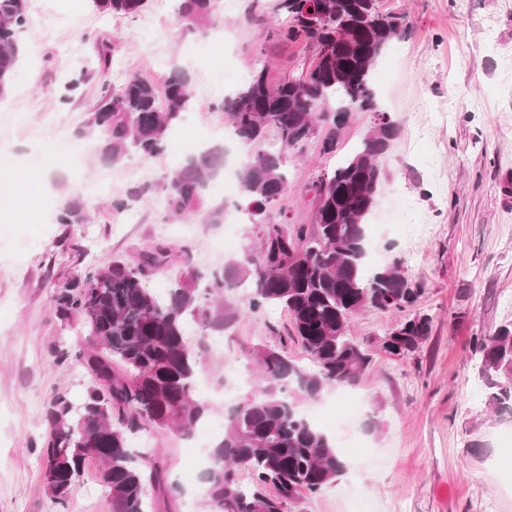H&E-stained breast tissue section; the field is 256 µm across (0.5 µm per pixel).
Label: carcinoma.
I'll list each match as a JSON object with an SVG mask.
<instances>
[{"label":"carcinoma","instance_id":"1","mask_svg":"<svg viewBox=\"0 0 512 512\" xmlns=\"http://www.w3.org/2000/svg\"><path fill=\"white\" fill-rule=\"evenodd\" d=\"M90 2L100 13L131 19L147 5ZM178 2L177 20L189 29L215 16L214 0ZM277 11L286 25L274 27V38L313 46L315 63L276 85L264 70L256 71L215 106L250 147L238 181L246 209L261 225L253 243L210 272L191 269L190 250L182 249L181 269L163 292L151 282L170 266L173 253L154 244L134 263L113 257L77 272L55 294L58 321L82 327L77 357L93 381L80 402L57 395L45 413L49 431L42 459L55 468H44V485L62 510L89 461L87 448L100 449L99 478L112 512H149V492L177 493L163 467L141 465L131 438L153 428L188 436L207 416L209 405L195 393L202 344L191 345L189 336L224 331V311L214 303L234 282L245 285L250 312L271 306L288 312L289 337L310 364L288 358L286 340L280 350L255 352L263 385L225 413L224 436L211 449L203 475L213 512H284L302 495L321 493L349 466L302 404L330 388L354 385L367 370L371 357L350 334L351 315L400 309L420 292L410 274L399 272L402 258L370 272L363 263L366 223L387 180L380 159L400 134L399 125L378 109L372 76L388 46L406 32L405 17L381 12L379 0H278ZM27 22L20 0H0V102L12 90ZM97 47L104 78L86 128L97 133L98 160L114 164L131 154L144 160L162 155L168 130L191 108L190 74L175 68L159 83L135 74L117 85L106 78L110 45L101 41ZM352 112L372 113L373 126L361 146L315 186V224L288 223L281 205L288 188L283 150L296 149L302 131L322 129L323 152L334 151L336 129ZM270 132L280 149L264 148ZM223 162V149H205L160 183L130 187L112 208L132 210L159 188L167 198L161 222L202 211L205 223L215 224L222 206L204 211L202 204ZM86 220L78 198L61 200L57 223ZM431 329L429 316L416 315L397 324L382 349L403 357L419 349ZM473 345L486 408L498 422L512 420V323L475 337ZM243 471L251 482L240 481Z\"/></svg>","mask_w":512,"mask_h":512}]
</instances>
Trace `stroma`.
Segmentation results:
<instances>
[{
    "label": "stroma",
    "instance_id": "stroma-1",
    "mask_svg": "<svg viewBox=\"0 0 512 512\" xmlns=\"http://www.w3.org/2000/svg\"><path fill=\"white\" fill-rule=\"evenodd\" d=\"M218 0L207 33L182 30L177 0H149L128 19L93 10L90 0H27L28 25L11 94L0 102V512H59L43 483L45 410L58 394L80 400L89 376L77 361L80 330L61 326L52 296L71 273L110 257L136 261L146 245L193 249L197 269L223 266L255 238L245 209L232 234L201 218L161 223L166 198L147 196L132 224L116 222L111 207L132 185L159 182L195 151L220 144L230 122L215 105L251 73L270 83L298 75L312 48L272 39L277 0ZM386 13L406 16L409 28L379 59L373 82L380 104L401 129L382 159L387 182L367 225L385 266L405 257L422 291L402 309H368L350 318L353 338L371 363L352 386L371 423L361 442L377 460L349 465L316 496L286 512H512V441L501 423H480L484 391L477 378L475 337L512 322V0H380ZM113 41L114 66L125 74H166L172 66L193 79V104L168 133L165 152L137 164L107 165L94 155L95 135L76 141L100 81L97 38ZM86 74L79 96L62 102L71 77ZM372 126L354 112L338 132L336 154L320 137L287 157L291 223L314 222L310 188L350 156ZM80 198L90 220L60 224L62 198ZM232 322L223 349L205 348L201 399L210 405L200 426L208 437L193 450L187 439L155 429L136 447L163 464L178 484L176 497L155 496L152 512H210L200 476L208 449L224 435V397L216 390L228 367L248 379L238 396L257 390V347L275 349L290 328L288 313L247 312L239 292H226ZM432 316L419 350L392 357L380 348L397 323ZM70 356L55 363L51 352ZM336 390L304 410L338 448L351 441L336 413ZM89 461L66 512H112Z\"/></svg>",
    "mask_w": 512,
    "mask_h": 512
}]
</instances>
